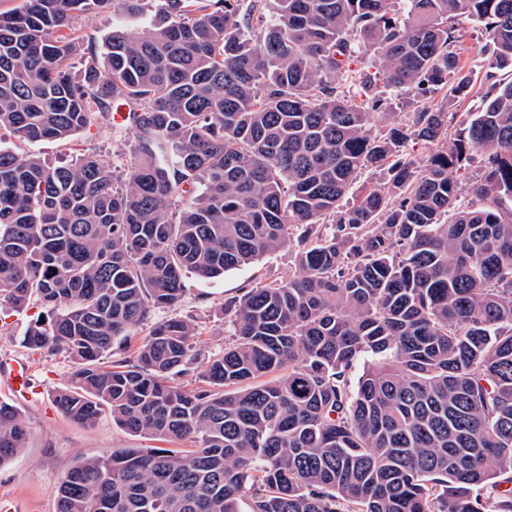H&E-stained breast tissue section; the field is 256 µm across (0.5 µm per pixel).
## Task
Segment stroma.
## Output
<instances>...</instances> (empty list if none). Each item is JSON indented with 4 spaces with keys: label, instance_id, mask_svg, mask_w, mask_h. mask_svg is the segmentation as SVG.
I'll use <instances>...</instances> for the list:
<instances>
[{
    "label": "stroma",
    "instance_id": "1",
    "mask_svg": "<svg viewBox=\"0 0 512 512\" xmlns=\"http://www.w3.org/2000/svg\"><path fill=\"white\" fill-rule=\"evenodd\" d=\"M389 110L396 121H406L409 113L422 107L448 112H470L474 102L451 103L443 94L424 100L404 89L387 90ZM131 131L116 132L114 123L102 121L67 140L22 141L8 130H0V147L35 154L51 163L65 162L81 154L95 152L104 159L127 154L133 142ZM296 271L294 250L281 249L257 262L228 271L223 277L201 279L188 275L187 292L174 315L196 320L194 338L199 355L192 375L200 381L206 361L224 348V300L259 282L284 281ZM36 309L8 316L0 314V378L14 359L31 361L35 376L44 387L37 401H19L29 425L25 449L11 464L0 468V512H56V487L60 477L82 458L115 448H146L150 442L127 433L113 423L110 413H102L96 424L83 426L66 418L54 402L56 392L68 386L72 366L61 354L25 347L21 338Z\"/></svg>",
    "mask_w": 512,
    "mask_h": 512
}]
</instances>
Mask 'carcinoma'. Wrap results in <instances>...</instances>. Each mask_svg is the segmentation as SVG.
<instances>
[{"label":"carcinoma","instance_id":"obj_1","mask_svg":"<svg viewBox=\"0 0 512 512\" xmlns=\"http://www.w3.org/2000/svg\"><path fill=\"white\" fill-rule=\"evenodd\" d=\"M22 0L0 12V129L62 140L128 108L122 166H49L0 148V311L36 302L23 342L73 365L55 405L134 436L79 460L57 512H512V0ZM115 21L74 73L78 21ZM484 24L483 95L449 145L424 108L381 137L388 100L336 76L355 54L385 87L464 101L453 22ZM144 29L132 35L130 26ZM432 145L422 169L396 158ZM484 165L481 209L455 173ZM387 167L356 204L362 169ZM296 244L297 275L224 300L229 338L202 384L198 324L155 318ZM149 332L136 338L138 329ZM138 339L133 357L101 361ZM364 363L352 381V370ZM0 402V466L24 450ZM493 489V497L480 494ZM481 165V156L475 153L474 160H472L469 164L462 166V168L456 174L457 181L460 185L458 195L459 203L464 207L468 206L477 208L485 204V200H483V198L473 193V185L478 179ZM387 170L385 169H377L371 170L368 172H364L352 185L350 191L343 198L341 204L344 208L352 206L353 203H356L357 199L360 197L363 188L370 184L382 183L384 182V177Z\"/></svg>","mask_w":512,"mask_h":512}]
</instances>
